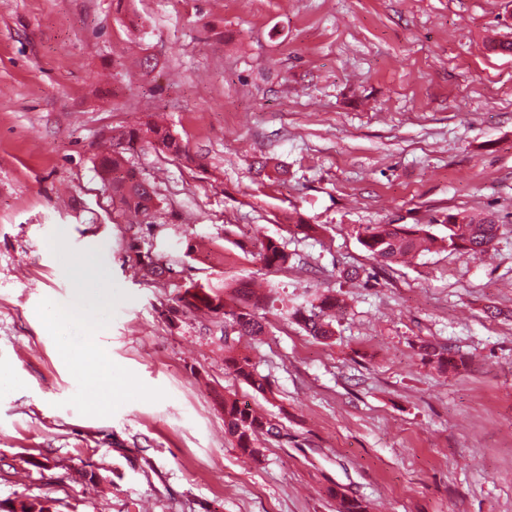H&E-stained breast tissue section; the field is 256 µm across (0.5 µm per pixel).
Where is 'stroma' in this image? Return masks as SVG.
<instances>
[{
	"instance_id": "obj_1",
	"label": "stroma",
	"mask_w": 512,
	"mask_h": 512,
	"mask_svg": "<svg viewBox=\"0 0 512 512\" xmlns=\"http://www.w3.org/2000/svg\"><path fill=\"white\" fill-rule=\"evenodd\" d=\"M510 37L512 0H0V504L336 512L335 488L369 512H512V55L487 49ZM157 118L187 155L128 164L157 181L140 246L172 267L165 285L96 171L103 138ZM456 212L494 216L488 254L384 266L357 240L364 224L441 235ZM292 213L322 234L289 233ZM263 236L287 268L252 259ZM188 279L346 308L330 342L272 312L238 344L260 395L225 375L223 322L178 310ZM104 284L101 313L45 326L46 303ZM424 343L465 366L439 372ZM224 392L285 439L243 457Z\"/></svg>"
}]
</instances>
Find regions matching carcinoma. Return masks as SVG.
<instances>
[{
	"instance_id": "carcinoma-1",
	"label": "carcinoma",
	"mask_w": 512,
	"mask_h": 512,
	"mask_svg": "<svg viewBox=\"0 0 512 512\" xmlns=\"http://www.w3.org/2000/svg\"><path fill=\"white\" fill-rule=\"evenodd\" d=\"M146 133L150 134L154 148L158 150L174 155L185 152V146L157 124L147 125ZM117 139L120 144L110 143L107 155L99 164L102 179L112 189L113 210L121 215L130 213L149 217L151 221L147 226L151 227L154 225L152 218L160 212L161 199L147 179L126 166V154L135 150L141 140L140 129L121 131ZM440 224L447 229L444 235H436L418 224H365L358 227L356 235L370 258L388 265L406 263L422 253L439 249L477 258L494 246L500 229L493 219L476 213H448ZM251 256L268 270L285 267L290 260L282 243L270 237L263 238L258 251L251 253ZM138 263L155 277L173 272V268L148 253L138 255ZM179 287L184 289L178 296L181 308L206 311L224 321L225 347L232 348L237 336L266 335L268 322L259 313L261 304L252 300V292L247 285L228 292L222 285L205 287L190 280L179 284ZM344 309L343 300L337 296L316 293L304 305L283 309L282 317L314 338L328 341L335 335L334 318ZM421 351L423 359L436 364L441 371L464 365L463 358L451 355L445 346L423 345ZM224 370L260 394L269 390L267 377L259 373L256 365L247 357L235 353L224 356ZM220 405L224 412L225 432L244 455L257 458L258 443L262 437H285L278 424L251 406L241 404L235 397H222ZM330 494L336 498L337 512H366V505L362 501L334 490Z\"/></svg>"
}]
</instances>
